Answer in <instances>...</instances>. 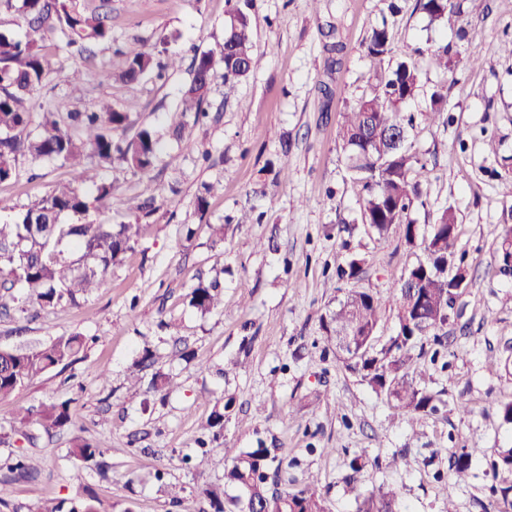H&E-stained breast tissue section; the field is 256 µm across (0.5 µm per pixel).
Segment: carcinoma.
Masks as SVG:
<instances>
[{
  "label": "carcinoma",
  "mask_w": 512,
  "mask_h": 512,
  "mask_svg": "<svg viewBox=\"0 0 512 512\" xmlns=\"http://www.w3.org/2000/svg\"><path fill=\"white\" fill-rule=\"evenodd\" d=\"M466 2L476 7L482 4V0H417L431 22L449 26L459 22ZM2 8L17 12L24 36L0 31V182L15 176L19 156L32 163L58 161L72 174L69 183L19 212L12 222L0 224V288L17 286L25 304L44 310L74 303L104 287L108 270L123 262L133 249L139 236L138 223L68 224L63 217L87 216L106 209L115 183L104 182L99 171L110 167L149 174L158 160V140L146 126L129 137L114 139L111 131L132 128L135 121L108 101L95 104L89 112L64 116L34 111L32 94L50 74L59 81L69 78L61 69L51 71L43 53L46 41L55 40L57 48L73 49L89 60L95 46L112 41L107 13L81 0H0ZM230 14L235 22L225 28L224 41L194 52L191 59V79L181 92L180 108L181 116L195 123L208 117L204 104L216 78L224 80L227 101L237 85L259 66L249 15L236 5L230 8ZM365 52L373 82L342 115L338 137L344 163L365 191L362 223L380 237L403 226L405 241L419 246L423 257L392 285L385 298L350 291L336 309L320 318V323L330 340L355 337L356 349L344 353L346 369L376 395L385 397L394 415L413 419L436 411L441 395L429 386L427 368L416 365L414 350L426 340L435 346L431 359L440 354L448 338L456 298L464 294L469 280L459 274L464 256L456 250L458 224L453 209L442 208L428 234L420 239L410 217L413 208L424 205L423 182L428 173L426 164L411 150L413 119L403 112L404 105L419 93L420 72L407 58L391 63L389 32L384 24L372 29ZM124 56L123 67L105 73L104 78L135 83L155 70L176 71L183 63L176 53L162 61L155 51L139 44L128 47ZM429 60L446 72L455 67L446 45L431 50ZM446 99L447 95L434 91L421 115L436 121L444 112ZM86 185L95 187V191L86 192ZM510 259L511 228L497 247L499 264ZM218 288L216 279L199 282L191 292V306L203 315L212 312L221 304ZM387 307L396 311L398 328L381 344L376 331ZM86 343V337L75 334L34 349H0V399L13 395L49 369L72 364ZM72 425L69 403L52 402L21 410L11 431L32 444L37 431L49 433ZM103 447L102 442L78 437L70 454L78 461L89 462L103 454ZM224 455L231 459L224 469V487L204 490L213 512H226V488L236 491L234 512H327L315 477L297 491L279 489L283 462L276 461L269 449L226 448ZM476 458L490 460L495 478L504 471L512 473V444L491 450L462 448L452 463V483L447 488L469 475ZM348 467L345 486L355 512H398L394 490L382 486L363 490L362 457L351 458ZM5 468L21 478L37 472L32 457L22 450L9 459ZM65 505L64 500L49 501L35 512H99L92 498L68 509ZM485 512H512V484L489 487Z\"/></svg>",
  "instance_id": "obj_1"
}]
</instances>
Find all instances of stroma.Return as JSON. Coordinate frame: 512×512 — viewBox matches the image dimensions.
Returning a JSON list of instances; mask_svg holds the SVG:
<instances>
[{"label": "stroma", "mask_w": 512, "mask_h": 512, "mask_svg": "<svg viewBox=\"0 0 512 512\" xmlns=\"http://www.w3.org/2000/svg\"><path fill=\"white\" fill-rule=\"evenodd\" d=\"M392 20L394 57L411 54L421 71L419 96L405 109L424 110L433 91L447 88L446 110L434 124L418 119L412 150L426 163L425 204L413 211L420 228L440 208L453 207L458 249L470 287L448 325L445 365H431L440 391L436 412L421 419L393 416L345 368L326 341L320 317L349 290L386 296L419 255L401 228L377 238L361 222L363 193L350 179L337 138L346 107L368 88L363 43L386 14V0H248L256 71L225 102L215 80L203 125H182L180 91L188 69L148 74L133 84L106 80L119 70L122 51L140 43L190 55L224 38L227 0H110L112 41L86 63L46 45L51 67L73 69L69 81L49 83L36 103L56 112L82 111L112 100L161 142L147 176L113 174V223L131 221L129 197L155 198L159 209L141 219V233L107 288L50 310H0V349L35 347L73 334L88 336L84 358L37 376L0 400V432L18 411L66 401L74 428L40 435L32 451L37 474L18 479L0 469V512H33L44 500L94 496L100 512H180L173 486L196 512H213L201 490L224 483L228 448L274 449L287 466L283 489L318 477L330 512H354L345 494L347 454L363 455L364 487L391 486L401 512H484L492 481L477 462L468 481L446 494L454 453L512 441L497 403L512 399V275L499 273L496 249L512 224V0H484L455 30L430 23L416 0H397ZM446 45L457 56L448 72L434 69L415 48ZM182 125L181 140L170 132ZM496 153H489L488 141ZM17 174L0 183V220L62 182L71 171L55 162L18 159ZM223 192L198 213L203 183ZM223 225L224 240L213 230ZM361 261L357 278H338L337 267ZM219 277L223 305L203 315L189 303L199 280ZM155 368L138 370L143 349ZM173 384L152 389L154 372ZM143 376V387L130 385ZM469 402L462 415L457 401ZM224 403V430L206 446L198 441L216 403ZM108 443L102 462L69 455L75 438ZM405 464L388 467L394 451ZM206 453L205 467L184 456Z\"/></svg>", "instance_id": "obj_1"}]
</instances>
